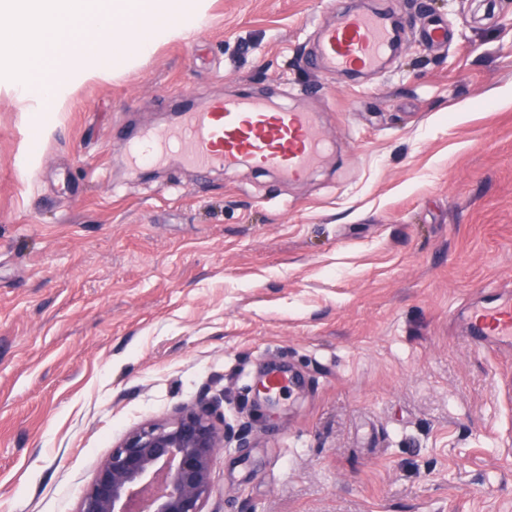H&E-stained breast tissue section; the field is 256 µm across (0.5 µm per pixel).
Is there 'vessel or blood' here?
Instances as JSON below:
<instances>
[{
  "instance_id": "b4317fda",
  "label": "vessel or blood",
  "mask_w": 512,
  "mask_h": 512,
  "mask_svg": "<svg viewBox=\"0 0 512 512\" xmlns=\"http://www.w3.org/2000/svg\"><path fill=\"white\" fill-rule=\"evenodd\" d=\"M396 37L393 14L346 12L319 29L312 63L326 73L374 71L392 52ZM324 142L314 113L274 107L246 95L213 99L179 113L172 128L143 132L126 144L125 153L134 165L168 158L201 170L249 163L298 180L321 161ZM470 339L480 346L512 341V304L474 310Z\"/></svg>"
}]
</instances>
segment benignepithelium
Returning <instances> with one entry per match:
<instances>
[{"instance_id":"benign-epithelium-1","label":"benign epithelium","mask_w":512,"mask_h":512,"mask_svg":"<svg viewBox=\"0 0 512 512\" xmlns=\"http://www.w3.org/2000/svg\"><path fill=\"white\" fill-rule=\"evenodd\" d=\"M216 397L126 435L99 465L76 512H205L216 450L242 441Z\"/></svg>"}]
</instances>
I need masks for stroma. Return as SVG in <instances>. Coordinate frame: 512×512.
Instances as JSON below:
<instances>
[{
	"mask_svg": "<svg viewBox=\"0 0 512 512\" xmlns=\"http://www.w3.org/2000/svg\"><path fill=\"white\" fill-rule=\"evenodd\" d=\"M356 2L185 0L196 29L72 59L35 142L0 78V512H76L128 432L204 394L245 436L207 512H512V347L465 328L512 298V0H366L399 54L314 69ZM241 93L316 114L305 179L127 164L178 103Z\"/></svg>",
	"mask_w": 512,
	"mask_h": 512,
	"instance_id": "obj_1",
	"label": "stroma"
}]
</instances>
